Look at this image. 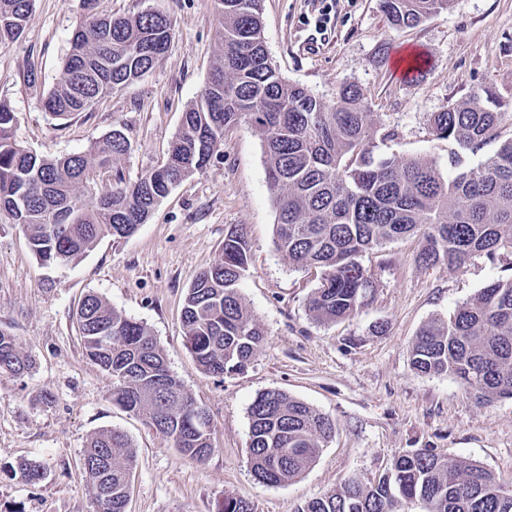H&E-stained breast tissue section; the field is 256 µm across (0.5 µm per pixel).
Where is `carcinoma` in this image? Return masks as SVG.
<instances>
[{
	"label": "carcinoma",
	"mask_w": 512,
	"mask_h": 512,
	"mask_svg": "<svg viewBox=\"0 0 512 512\" xmlns=\"http://www.w3.org/2000/svg\"><path fill=\"white\" fill-rule=\"evenodd\" d=\"M94 0L74 30L71 52L44 107L54 119L90 109L112 91L151 70L168 51L170 18L147 10L99 17ZM220 25L217 61L198 99L183 113L161 167L134 182L118 178L82 198L96 170L110 168L130 147L114 130L83 153L44 158L19 146L14 112L0 103V210L28 232L45 264L79 260L103 237L126 238L186 178L203 173L227 129L244 122L261 135L269 188L278 206L274 245L301 268L321 272L308 299L309 315L335 322L359 310L371 282L361 259L373 247L421 236L416 260L461 267L470 258L512 254V139L490 157L512 104L490 92L448 105L431 116V129L448 142V173L435 161L377 158L370 149L374 122L361 88L343 84L325 101L282 79L263 40L261 0H212ZM450 0H384L389 22L414 27ZM35 0H0V38L28 26ZM249 248L243 229L224 238L217 262L197 273L184 300L182 326L196 367L213 376L241 373L261 349V325L244 309L239 284ZM86 356L112 376V402L144 415L182 455L203 462L214 451L209 414L168 369L149 330L89 294L78 313ZM413 369L461 380L478 399H512V278L481 288L452 315L417 332ZM33 360L0 330V370L29 371ZM335 432L328 416L270 390L249 410L250 463L257 480L284 484L308 470ZM82 472L95 512H125L136 449L130 438L103 429L88 440ZM23 480L43 479L41 465L23 460ZM418 502L425 512H512V492L468 459L427 448L395 458L374 481L352 478L296 512H400Z\"/></svg>",
	"instance_id": "carcinoma-1"
}]
</instances>
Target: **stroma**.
I'll return each mask as SVG.
<instances>
[{
	"mask_svg": "<svg viewBox=\"0 0 512 512\" xmlns=\"http://www.w3.org/2000/svg\"><path fill=\"white\" fill-rule=\"evenodd\" d=\"M263 2L277 73L325 100L342 84L359 86L378 129L374 155L424 156L447 167L448 145L433 135L432 113L479 89L512 102V0H451L407 29L390 25L383 0ZM149 8L172 20L169 50L140 79L65 120L52 119L43 98L60 77L86 13L83 0H36L22 35L0 40V102L15 115L17 144L58 157L83 152L115 129L127 136L128 153L95 174L93 192L163 165L183 112L216 62L211 0L95 4L101 15ZM405 48L421 54L420 70L402 69ZM386 129L395 130L394 139L382 138ZM277 213L262 137L244 123L226 131L205 172L174 187L132 236L102 238L76 262H40L24 229L0 211V329L35 360L27 374L0 373V512H94L80 462L91 435L109 428L137 449L127 512H217L227 497L254 512H296L350 478H377L417 448L472 460L512 489V399L479 402L451 376L418 374L410 353L432 317L451 315L490 281L512 276V256L425 267L416 261L420 237L383 243L362 260L374 284L366 304L321 324L306 308L320 272L276 250ZM235 225L244 226L252 255L242 303L265 341L246 371L215 377L196 369L181 311L192 279L219 258ZM90 293L147 326L171 373L207 410L214 450L204 462L184 457L143 416L113 403L112 378L86 358L76 322ZM268 390L336 424L315 464L280 485L257 481L250 465L248 411ZM22 458L41 464L45 479L22 480L15 471Z\"/></svg>",
	"mask_w": 512,
	"mask_h": 512,
	"instance_id": "1",
	"label": "stroma"
}]
</instances>
